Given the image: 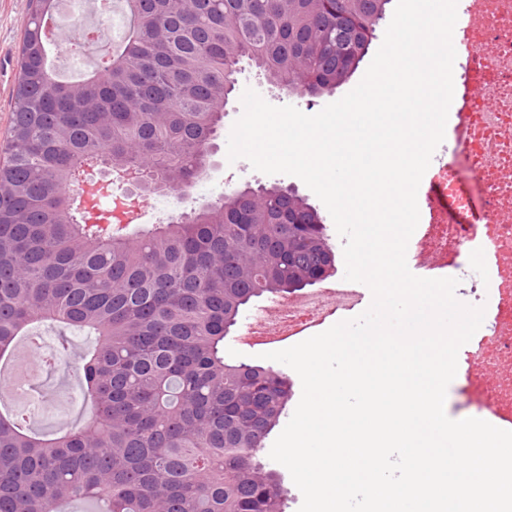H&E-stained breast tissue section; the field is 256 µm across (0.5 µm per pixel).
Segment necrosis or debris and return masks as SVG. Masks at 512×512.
Here are the masks:
<instances>
[{"label":"necrosis or debris","instance_id":"4bbe7bcc","mask_svg":"<svg viewBox=\"0 0 512 512\" xmlns=\"http://www.w3.org/2000/svg\"><path fill=\"white\" fill-rule=\"evenodd\" d=\"M459 78L448 116L479 186L486 210L479 246L494 264L496 304L489 334L476 346L496 365V382L478 376L467 393L478 407L512 414V0H473L470 17L456 22ZM469 229L428 208L407 254L421 269H455ZM341 289L321 290L291 301L286 312L261 318L252 331L281 341L319 324Z\"/></svg>","mask_w":512,"mask_h":512}]
</instances>
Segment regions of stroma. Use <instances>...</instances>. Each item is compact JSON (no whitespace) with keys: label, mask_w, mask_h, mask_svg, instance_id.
Returning <instances> with one entry per match:
<instances>
[{"label":"stroma","mask_w":512,"mask_h":512,"mask_svg":"<svg viewBox=\"0 0 512 512\" xmlns=\"http://www.w3.org/2000/svg\"><path fill=\"white\" fill-rule=\"evenodd\" d=\"M30 11L29 0H0V142L5 141L10 133L12 91L18 70V56L22 36ZM385 35L384 29H377L367 55L363 57L356 70L333 92L319 96L304 98L279 90L270 84L259 83L252 68L238 76L236 90L238 95L227 106L224 114V125L216 140L217 151L212 156V165L189 192L191 201L201 203L224 194L226 186L240 187L246 184L280 185L295 187L299 195L308 199L310 204H317L318 198L297 177L285 174L266 175L252 169L247 160L234 162L227 159V143L234 122L240 117L243 107L239 95L246 89H254L268 103L275 106L292 105L303 113L312 115L325 105L337 101L351 91L362 79L366 70L378 51ZM434 160H442L453 164L457 169V199L449 200L448 214L459 224L479 227L484 210L483 197L471 180L466 163L461 154V147L453 133H446L443 142L436 149ZM460 267L453 273L459 284L455 290L457 299L470 306L489 305L491 300L490 262L477 248L476 244H468L463 248L459 258ZM289 300L288 295L261 297L254 304L245 307L230 336L224 341V357L229 361H245L257 363L261 354L272 352V345L247 344L241 339L244 331L250 329L257 317L271 316L283 309ZM87 345L84 337L71 336L69 345V363L58 368L57 374L73 380L74 385L67 394L65 403H58L57 390L54 384L42 387L41 402L29 420L30 426L38 431L49 433L64 427L73 421L77 413L83 412L86 402L80 386L77 384V361L79 352Z\"/></svg>","instance_id":"stroma-1"}]
</instances>
